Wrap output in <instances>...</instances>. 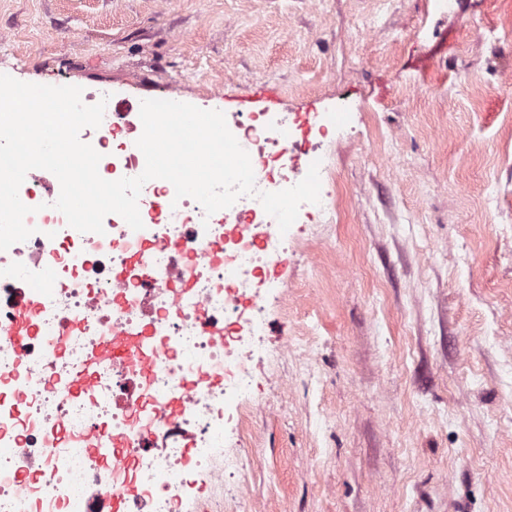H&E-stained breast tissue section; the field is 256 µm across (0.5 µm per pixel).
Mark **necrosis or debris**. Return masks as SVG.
Listing matches in <instances>:
<instances>
[{"instance_id":"obj_1","label":"necrosis or debris","mask_w":512,"mask_h":512,"mask_svg":"<svg viewBox=\"0 0 512 512\" xmlns=\"http://www.w3.org/2000/svg\"><path fill=\"white\" fill-rule=\"evenodd\" d=\"M336 123L308 124L287 139L289 117L239 112L227 125L249 154L262 192L292 187ZM143 124L135 112H105L81 141L100 153V176H139ZM40 170L27 173L21 201L34 212V233L0 251V512H106L124 490L127 512H189L188 490L202 483L242 512L260 507L241 481L243 417L251 406L252 361L263 349L265 301L286 298L278 268L294 247L258 199L239 198L205 216L173 185L148 181L138 198L143 229L116 214L103 233L68 226L56 194L35 192ZM153 239L154 251L134 256ZM37 297L35 331L24 343L8 337L19 301ZM129 331L158 350L149 372L138 361L104 367L83 394L66 381L112 334ZM47 336L63 341L51 355ZM185 400L171 416L167 403ZM123 441L125 470L104 469L82 434Z\"/></svg>"}]
</instances>
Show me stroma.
I'll list each match as a JSON object with an SVG mask.
<instances>
[{
	"label": "stroma",
	"instance_id": "stroma-1",
	"mask_svg": "<svg viewBox=\"0 0 512 512\" xmlns=\"http://www.w3.org/2000/svg\"><path fill=\"white\" fill-rule=\"evenodd\" d=\"M0 73L223 110L339 109L267 307L264 512H512V0H0Z\"/></svg>",
	"mask_w": 512,
	"mask_h": 512
}]
</instances>
